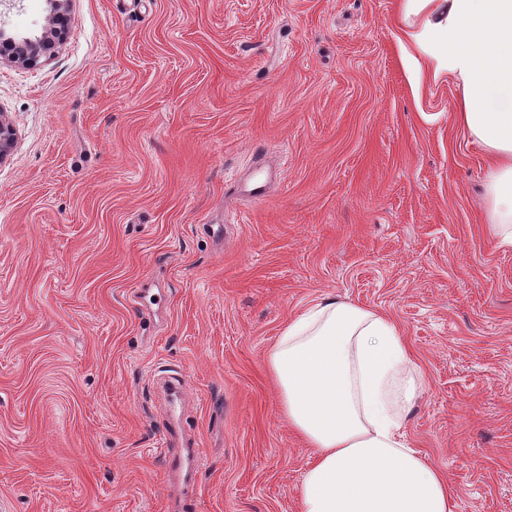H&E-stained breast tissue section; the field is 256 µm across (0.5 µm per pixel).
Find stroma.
<instances>
[{
	"mask_svg": "<svg viewBox=\"0 0 512 512\" xmlns=\"http://www.w3.org/2000/svg\"><path fill=\"white\" fill-rule=\"evenodd\" d=\"M67 10L37 65L0 58V512H170L162 367L206 456L197 512H300L310 450L267 359L326 295L398 325L403 432L455 512H512V247L453 79L412 88L401 0ZM46 15L0 0L14 34Z\"/></svg>",
	"mask_w": 512,
	"mask_h": 512,
	"instance_id": "stroma-1",
	"label": "stroma"
}]
</instances>
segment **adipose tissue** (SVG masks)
I'll use <instances>...</instances> for the list:
<instances>
[{
    "label": "adipose tissue",
    "instance_id": "ef3b65f1",
    "mask_svg": "<svg viewBox=\"0 0 512 512\" xmlns=\"http://www.w3.org/2000/svg\"><path fill=\"white\" fill-rule=\"evenodd\" d=\"M418 50L415 80L448 73L457 124L486 153L485 221L512 246V0H402ZM289 423L313 450L301 512H454L446 478L402 429L419 370L386 314L320 298L281 331L268 355Z\"/></svg>",
    "mask_w": 512,
    "mask_h": 512
}]
</instances>
